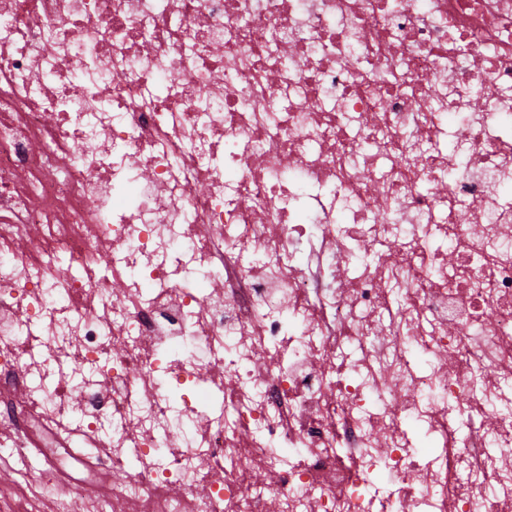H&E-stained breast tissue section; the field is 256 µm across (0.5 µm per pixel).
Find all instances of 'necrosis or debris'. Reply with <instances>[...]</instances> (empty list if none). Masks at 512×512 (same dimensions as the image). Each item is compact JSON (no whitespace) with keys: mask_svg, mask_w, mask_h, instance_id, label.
I'll return each instance as SVG.
<instances>
[{"mask_svg":"<svg viewBox=\"0 0 512 512\" xmlns=\"http://www.w3.org/2000/svg\"><path fill=\"white\" fill-rule=\"evenodd\" d=\"M511 195L512 0H0V512H512ZM15 445L11 441H7L4 445H0V456L8 458L12 467V479L19 480L23 477L30 478L37 470L43 467L41 455L31 448L26 455H17Z\"/></svg>","mask_w":512,"mask_h":512,"instance_id":"1","label":"necrosis or debris"}]
</instances>
